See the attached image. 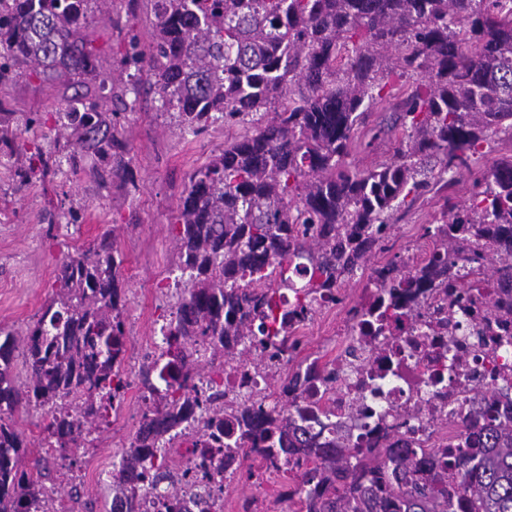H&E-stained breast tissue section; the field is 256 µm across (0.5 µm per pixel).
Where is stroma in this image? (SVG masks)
Listing matches in <instances>:
<instances>
[{
	"instance_id": "1",
	"label": "stroma",
	"mask_w": 512,
	"mask_h": 512,
	"mask_svg": "<svg viewBox=\"0 0 512 512\" xmlns=\"http://www.w3.org/2000/svg\"><path fill=\"white\" fill-rule=\"evenodd\" d=\"M109 12L113 25L91 17L81 36L99 49L104 67L116 75L124 50L122 26L134 27L142 42H150L155 6L153 0H110ZM62 93V82L44 83L23 74L0 85V105L45 117L60 104ZM116 121L129 144L128 179L112 177L102 182L81 168L22 185L9 166L0 165L1 327L22 333L33 324L52 294L66 254L88 247L110 231L122 259L127 340L123 370L128 388L108 425L92 431L84 447L73 452L72 478L64 477L61 462L44 449L42 411L30 408L14 414L15 426L31 449L28 461L38 465L46 486L55 488L60 512H106L100 478L119 463L146 408L139 379L143 347L176 302L178 228L174 221L180 200L192 174L246 131L242 124L218 123L199 136L185 135L173 113L159 111L157 92L148 83L143 84L135 109L119 113ZM439 196L438 189H431L411 209L399 212L385 249L375 250L367 267L421 246V228L432 222ZM72 209L79 210V223H69ZM287 491V480L277 475L270 476L260 492L243 478L225 506L228 512H241L245 499L259 492L266 512H288Z\"/></svg>"
}]
</instances>
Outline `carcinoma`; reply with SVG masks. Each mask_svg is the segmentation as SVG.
<instances>
[{
    "mask_svg": "<svg viewBox=\"0 0 512 512\" xmlns=\"http://www.w3.org/2000/svg\"><path fill=\"white\" fill-rule=\"evenodd\" d=\"M107 0H0V83L24 72L42 81L64 73L72 94L52 110L16 116L0 107V145L29 181L80 168L89 153L112 161L100 178L126 172L128 142L113 117L134 109L142 79L161 107L194 137L210 125L250 119L251 128L197 169L176 216L180 316L164 328L161 355L172 380L158 389V366L141 368L157 393L118 469L150 480L165 463L169 430L199 408L209 414L193 447L221 442L224 413L249 425L244 458L273 465L282 455L295 474L288 499L320 512H512V425L488 412L460 421L468 447L419 452L298 447L285 408L244 400L224 405V386L204 395L197 342L211 359L246 361L250 338L272 357L297 350L288 332L339 291L393 224L432 184L470 174L506 142L512 146V0H155L156 35L128 36L119 65L128 81L112 108L92 94L108 76L80 37ZM396 103L370 127L377 104ZM368 147L393 145L368 167L347 161L362 128ZM53 138L55 151L38 140ZM441 250L423 265L390 261L373 273L391 290L436 281L457 301L484 287L468 266L512 285V153L473 182L467 199L438 200ZM119 253L99 242L63 260L58 287L27 332L0 328V512H57L52 490L25 464L29 448L15 428L22 406L48 412L47 438L63 459L92 426L120 406L126 353V295ZM281 288L297 303L279 306ZM29 379L13 377L18 349Z\"/></svg>",
    "mask_w": 512,
    "mask_h": 512,
    "instance_id": "obj_1",
    "label": "carcinoma"
}]
</instances>
